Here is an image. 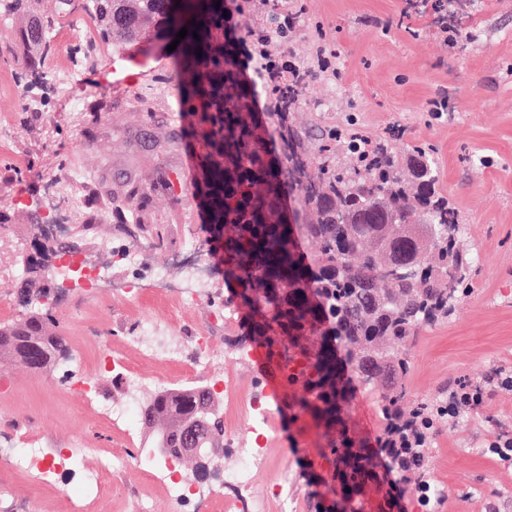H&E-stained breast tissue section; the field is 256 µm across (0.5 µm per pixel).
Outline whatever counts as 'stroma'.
Instances as JSON below:
<instances>
[{
	"mask_svg": "<svg viewBox=\"0 0 512 512\" xmlns=\"http://www.w3.org/2000/svg\"><path fill=\"white\" fill-rule=\"evenodd\" d=\"M306 20L288 37L290 51L314 58L309 20L324 24V42L337 53V85L315 80L300 100L298 123L332 126L354 114L363 133L384 135L407 127L397 149L422 142L435 151L439 186L466 229L457 241L478 257L472 293L447 321L423 330L411 347L407 396L424 401L458 382L480 386L495 369H512V0H302ZM49 14L52 50L40 76L28 72L22 21L0 19V324L23 318L18 268L35 225L49 221V202L75 199L66 236L49 240L78 254L109 244L132 252L135 264L112 268V291L94 293L79 278L61 276L44 301L74 354L67 370L45 374L0 366V445L76 448L52 480L0 464V512H72L84 471L120 448L134 456L151 449L153 433H125L107 423L99 406L121 404L127 393L147 398L195 381L231 378L244 399L266 394L255 360L239 356L244 313L219 321L227 290L215 274L190 307L151 284L153 270L185 240L199 235L205 215L190 187L175 188L173 174L187 169L186 115L181 82L170 55L147 61L113 50L98 32L87 0H71L66 14ZM457 32L444 42L443 26ZM81 85L71 111L68 79ZM143 284L124 296L120 285ZM151 320L168 335L177 356L139 352L135 336ZM212 340L207 371L189 367V344L198 332ZM140 377L129 386L100 359L99 337ZM92 381L96 397L71 395L69 386ZM351 422L375 444L382 419L378 396L358 392ZM512 439V392L485 400L463 427L439 434L430 450L429 475L448 490L437 512H512V463L492 453ZM322 440L307 418L286 424L275 415L265 464L255 470L252 495H264L287 471L293 512H316L328 495L319 481L326 467ZM108 501L112 512H139L142 495L163 503L161 488L132 468L118 477Z\"/></svg>",
	"mask_w": 512,
	"mask_h": 512,
	"instance_id": "stroma-1",
	"label": "stroma"
}]
</instances>
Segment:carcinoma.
I'll return each mask as SVG.
<instances>
[{
	"instance_id": "cac0c4a2",
	"label": "carcinoma",
	"mask_w": 512,
	"mask_h": 512,
	"mask_svg": "<svg viewBox=\"0 0 512 512\" xmlns=\"http://www.w3.org/2000/svg\"><path fill=\"white\" fill-rule=\"evenodd\" d=\"M43 0H0V17L24 20V49L37 70L50 52ZM89 0L99 30L112 46L131 51L143 43L172 44L182 28L173 69L182 81L189 137L197 147L192 188L205 205L200 226L224 266L231 296L225 307L246 312L242 341L264 349L286 387L281 410L295 422L311 418L323 431L318 450L327 463L324 484L341 512H365L366 492L378 493L377 512H395L405 485L416 480L428 506V451L436 436L472 413L459 390L445 387L421 402L407 398L403 381L410 346L419 333L448 319L471 291L477 260L457 247L465 230L439 187L433 149L399 152L398 138H368L346 123L319 131L312 145L295 114L308 82H334L337 71L293 59L286 76L269 73L250 83L239 77L235 43L224 38V7L216 0ZM243 26L266 57L288 45L291 26L254 0H237ZM198 37H193V34ZM276 111L258 119L259 92ZM299 191L301 224L288 223L285 198ZM53 247L32 236L23 259L25 317L0 325V361L50 373L71 361L65 337L31 293L55 287ZM512 371L496 374L485 396L507 389ZM382 385V428L369 448L350 424L358 388ZM204 384L160 391L140 408V420L164 427L154 445L186 447L185 421L206 404L208 428L196 437L224 445V421ZM385 460L395 483L383 488L375 458Z\"/></svg>"
}]
</instances>
